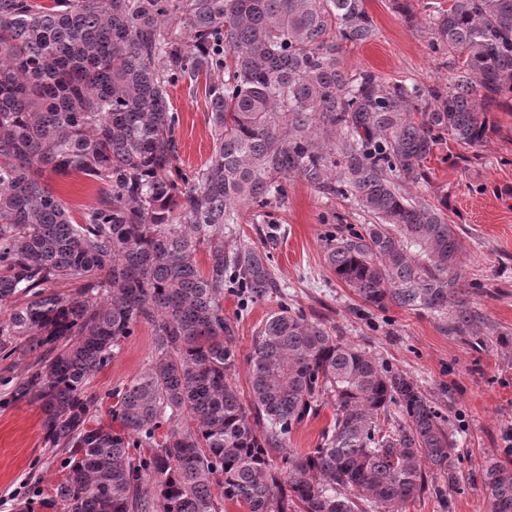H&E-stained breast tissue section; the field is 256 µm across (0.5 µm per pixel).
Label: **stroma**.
Segmentation results:
<instances>
[{"instance_id": "stroma-1", "label": "stroma", "mask_w": 512, "mask_h": 512, "mask_svg": "<svg viewBox=\"0 0 512 512\" xmlns=\"http://www.w3.org/2000/svg\"><path fill=\"white\" fill-rule=\"evenodd\" d=\"M427 2L412 0L414 18L408 21L395 11L393 0H365L374 35L343 47V69H368L387 83H447L448 60L429 49ZM170 98L179 117L180 159L187 168L200 167L213 151L204 92L181 83L171 89ZM493 120L498 133L477 147L466 150L451 139L437 146L428 162L429 183L413 193L432 204H447L448 220L465 246L459 273L481 328L512 334V112L494 113ZM44 180L75 215L98 196V182L80 173L48 170ZM364 222L350 201L325 198L297 179L290 181L285 202L269 208L266 219L244 208L237 229L254 243H267L278 290L262 300L224 292L234 382L241 398H248L255 330L287 304L384 367L411 376L455 430L453 477L436 476L424 493L403 504L402 512H485L483 463L492 457L512 461V443L505 438L512 431V345L475 347L449 335L428 311L363 303L328 268L324 240L336 224L357 228ZM153 341L152 325L138 324L118 356L90 380L87 391L97 396L101 408L112 406L113 391L142 370ZM32 360L20 349L0 359V512H18L19 504L29 501L36 505L34 512H43L39 500L65 476L63 454L45 440L39 403L7 400Z\"/></svg>"}]
</instances>
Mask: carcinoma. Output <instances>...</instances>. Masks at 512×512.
Returning <instances> with one entry per match:
<instances>
[{"label":"carcinoma","mask_w":512,"mask_h":512,"mask_svg":"<svg viewBox=\"0 0 512 512\" xmlns=\"http://www.w3.org/2000/svg\"><path fill=\"white\" fill-rule=\"evenodd\" d=\"M373 35L364 0H0V355L36 354L10 400L40 403L66 454L44 506L396 512L452 474L454 434L420 385L324 324L286 305L261 323L247 403L224 340V288H278L267 247L235 234L240 210L284 201L294 178L371 218L325 237L329 269L364 303L430 311L453 336L478 326L462 240L409 189L443 140L474 148L512 106V0L435 10L430 50L454 56L446 86L343 71L341 45ZM179 81L204 85L210 108L213 152L192 170L170 108ZM48 169L100 183L80 220ZM142 321L151 357L112 393L107 425L87 384ZM325 399L318 447L274 463ZM481 482L487 512H512V462L488 459Z\"/></svg>","instance_id":"carcinoma-1"}]
</instances>
